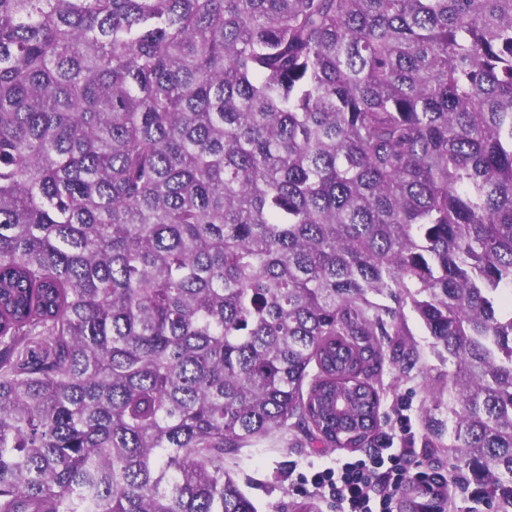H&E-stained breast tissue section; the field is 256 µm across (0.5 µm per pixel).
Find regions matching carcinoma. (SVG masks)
Segmentation results:
<instances>
[{
    "mask_svg": "<svg viewBox=\"0 0 512 512\" xmlns=\"http://www.w3.org/2000/svg\"><path fill=\"white\" fill-rule=\"evenodd\" d=\"M448 354L512 512V0H0V512H255Z\"/></svg>",
    "mask_w": 512,
    "mask_h": 512,
    "instance_id": "1",
    "label": "carcinoma"
}]
</instances>
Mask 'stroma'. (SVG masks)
Returning <instances> with one entry per match:
<instances>
[{
	"label": "stroma",
	"instance_id": "1",
	"mask_svg": "<svg viewBox=\"0 0 512 512\" xmlns=\"http://www.w3.org/2000/svg\"><path fill=\"white\" fill-rule=\"evenodd\" d=\"M398 313L410 334L407 338L420 354V362L409 372L394 367L385 368L381 375L382 390L379 426L373 446L392 442L404 445L405 436H413L412 448L421 470H449L448 451L431 447L432 435L423 412L435 408L439 419H447L448 368L434 346L432 336L417 319L410 305L400 306ZM411 418L409 432L397 424L400 411ZM357 448H326L310 441L303 434L290 431L256 439L240 453L224 458V468L236 480L241 491L251 499L257 512H335L323 497L314 493H292L288 490L292 471H308L339 459L360 456Z\"/></svg>",
	"mask_w": 512,
	"mask_h": 512
}]
</instances>
